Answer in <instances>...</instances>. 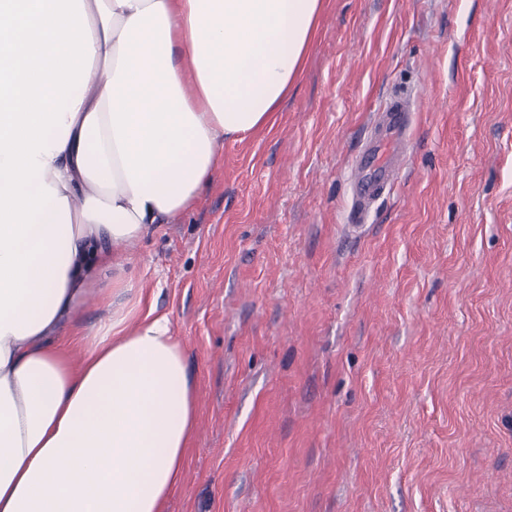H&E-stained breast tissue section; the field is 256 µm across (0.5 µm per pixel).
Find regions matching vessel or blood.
Returning <instances> with one entry per match:
<instances>
[{"mask_svg":"<svg viewBox=\"0 0 512 512\" xmlns=\"http://www.w3.org/2000/svg\"><path fill=\"white\" fill-rule=\"evenodd\" d=\"M410 99L402 96L379 111L377 132L357 160L351 190L357 217H364L369 203L380 190L390 186L405 159Z\"/></svg>","mask_w":512,"mask_h":512,"instance_id":"1","label":"vessel or blood"}]
</instances>
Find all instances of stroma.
I'll use <instances>...</instances> for the list:
<instances>
[{
  "label": "stroma",
  "mask_w": 512,
  "mask_h": 512,
  "mask_svg": "<svg viewBox=\"0 0 512 512\" xmlns=\"http://www.w3.org/2000/svg\"><path fill=\"white\" fill-rule=\"evenodd\" d=\"M400 90L408 161L358 224ZM128 270L198 384L166 512H512V0H327L276 124Z\"/></svg>",
  "instance_id": "obj_1"
}]
</instances>
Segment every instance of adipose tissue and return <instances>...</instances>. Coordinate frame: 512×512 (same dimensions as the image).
<instances>
[{"label":"adipose tissue","instance_id":"adipose-tissue-1","mask_svg":"<svg viewBox=\"0 0 512 512\" xmlns=\"http://www.w3.org/2000/svg\"><path fill=\"white\" fill-rule=\"evenodd\" d=\"M324 9L0 0V512H165L197 385L119 256L274 126ZM92 298L111 312L85 326Z\"/></svg>","mask_w":512,"mask_h":512}]
</instances>
